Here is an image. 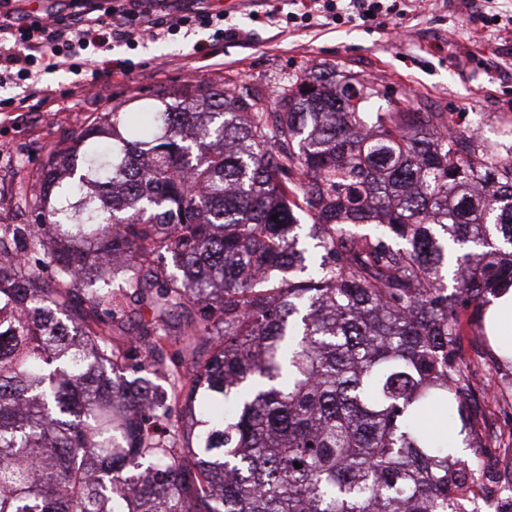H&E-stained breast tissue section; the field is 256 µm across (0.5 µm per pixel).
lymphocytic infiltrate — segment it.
Returning <instances> with one entry per match:
<instances>
[{
    "mask_svg": "<svg viewBox=\"0 0 512 512\" xmlns=\"http://www.w3.org/2000/svg\"><path fill=\"white\" fill-rule=\"evenodd\" d=\"M169 0H70L63 15H40L0 0V78L25 87V97L0 99V112H22L30 103L52 111L54 97L33 83L34 67L64 68L80 75L73 93L101 83L129 78L127 62L107 59L113 44L166 40L180 32L213 29L223 39L220 10L168 12Z\"/></svg>",
    "mask_w": 512,
    "mask_h": 512,
    "instance_id": "obj_1",
    "label": "lymphocytic infiltrate"
}]
</instances>
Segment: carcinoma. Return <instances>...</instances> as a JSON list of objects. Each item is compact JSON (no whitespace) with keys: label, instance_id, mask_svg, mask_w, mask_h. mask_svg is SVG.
<instances>
[{"label":"carcinoma","instance_id":"1","mask_svg":"<svg viewBox=\"0 0 512 512\" xmlns=\"http://www.w3.org/2000/svg\"><path fill=\"white\" fill-rule=\"evenodd\" d=\"M377 99L160 91L47 158L0 224V512H482L460 343L512 288V160Z\"/></svg>","mask_w":512,"mask_h":512}]
</instances>
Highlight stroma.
<instances>
[{"mask_svg":"<svg viewBox=\"0 0 512 512\" xmlns=\"http://www.w3.org/2000/svg\"><path fill=\"white\" fill-rule=\"evenodd\" d=\"M196 9L219 5L225 27L244 39L212 43L209 57L195 52L205 31L168 42L113 46L109 58L132 64L129 81L100 94L73 95L76 77L40 71L42 88L56 93L55 114L38 110L0 114V224H21L27 209L21 183L35 178L50 153L96 122L102 113L156 89L248 86L265 99L294 87L312 72L336 69L374 82L381 94L412 98L416 107L444 113L449 124L477 128L501 158L512 156V0H418L415 10L369 27L335 24L323 17L302 27L286 22L292 0H184ZM461 348L472 363V399L482 431L512 429V363H496L487 341L466 329Z\"/></svg>","mask_w":512,"mask_h":512,"instance_id":"35a3bbf8","label":"stroma"}]
</instances>
